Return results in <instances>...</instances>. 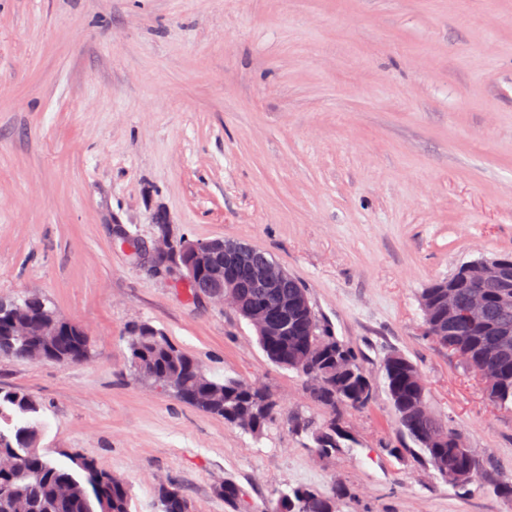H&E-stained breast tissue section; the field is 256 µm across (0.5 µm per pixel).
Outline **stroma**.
<instances>
[{"label":"stroma","mask_w":512,"mask_h":512,"mask_svg":"<svg viewBox=\"0 0 512 512\" xmlns=\"http://www.w3.org/2000/svg\"><path fill=\"white\" fill-rule=\"evenodd\" d=\"M125 231L257 247L307 290L372 383L360 409L314 403L227 306L135 264ZM512 251V0H0V300L39 295L85 327L81 363L0 358V388L40 405V452L121 479L133 512L159 484L194 512H251L277 491H339V512H512V410L424 334L423 288ZM147 323L208 376L263 385L282 412L252 435L145 384ZM422 372L431 407L487 457L445 482L403 441L384 357ZM286 423L295 430L311 434L316 448L323 454H329L337 447L336 431L331 426H324L313 419H302L289 415L286 417Z\"/></svg>","instance_id":"1"}]
</instances>
